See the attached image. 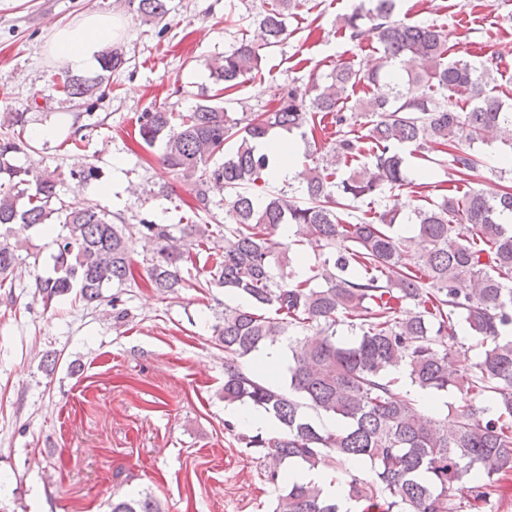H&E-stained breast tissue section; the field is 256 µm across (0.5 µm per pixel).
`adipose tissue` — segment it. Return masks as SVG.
Masks as SVG:
<instances>
[{
  "label": "adipose tissue",
  "instance_id": "adipose-tissue-1",
  "mask_svg": "<svg viewBox=\"0 0 512 512\" xmlns=\"http://www.w3.org/2000/svg\"><path fill=\"white\" fill-rule=\"evenodd\" d=\"M118 27L112 16L89 15L79 24L55 32L53 53L72 70L88 71L97 65L99 53L112 42Z\"/></svg>",
  "mask_w": 512,
  "mask_h": 512
}]
</instances>
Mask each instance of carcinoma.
Here are the masks:
<instances>
[{"instance_id":"obj_1","label":"carcinoma","mask_w":512,"mask_h":512,"mask_svg":"<svg viewBox=\"0 0 512 512\" xmlns=\"http://www.w3.org/2000/svg\"><path fill=\"white\" fill-rule=\"evenodd\" d=\"M370 2L338 23L351 41L371 25L379 61L368 70L336 63L325 81L314 82L309 101L290 89L276 108L244 119L208 96L178 117L161 109L142 113V143L163 144L162 165L189 183L196 209L209 210L211 188H229L224 206L235 219L221 246L210 224L142 222L141 238L152 252L145 281L161 295L222 288L242 299L224 305L214 340L227 353L224 401L251 405L274 422L269 436L241 437L269 460L270 483L279 482L285 463L315 469L350 459L370 467L366 475L345 473L341 482L362 512H477L512 480V186L456 190L407 218L391 199L409 184L404 149L461 178L484 163L477 144L512 154V103L489 87L505 63L452 59L444 30L395 20L396 0ZM128 5L147 21L169 13L168 0ZM300 5L267 0L260 37L243 38L206 63L225 93L262 72ZM125 63L123 53L109 49L101 73L65 71L63 90L86 103L98 99L105 74ZM370 85L373 95L365 92ZM362 117L367 131L359 135L354 126ZM317 118L334 127L329 149L283 181L298 183L307 201L283 189L253 194L257 182L275 180L277 151L262 153L258 144L294 133L304 139ZM32 150L19 133L0 137V227L50 232L53 221L61 224L52 240L55 276L35 283L42 301L75 290L91 303L105 285L135 279L124 225L104 209L52 207L58 178L13 163ZM364 198L380 199L381 209L371 217L354 213V202ZM405 219L407 236L398 228ZM284 225L294 228L295 245L318 251L311 275L297 274L306 254L280 239ZM202 251L213 258L209 278L192 283L183 268ZM16 264L14 249L0 242V283ZM343 323L346 340L337 337ZM462 331L480 349L466 370L449 361ZM283 341L288 387L245 371V359ZM450 389L460 407L446 415L419 409L416 394ZM323 417L335 426L325 428ZM456 484L467 486L463 505L451 499ZM111 512L161 509L147 494L119 497ZM273 512L340 508L308 482L287 485Z\"/></svg>"}]
</instances>
